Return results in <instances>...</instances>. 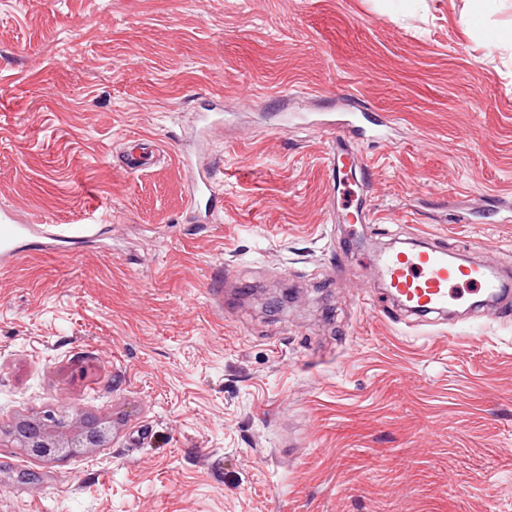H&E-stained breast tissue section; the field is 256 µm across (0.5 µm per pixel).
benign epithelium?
Instances as JSON below:
<instances>
[{
  "instance_id": "obj_1",
  "label": "benign epithelium",
  "mask_w": 512,
  "mask_h": 512,
  "mask_svg": "<svg viewBox=\"0 0 512 512\" xmlns=\"http://www.w3.org/2000/svg\"><path fill=\"white\" fill-rule=\"evenodd\" d=\"M9 433L20 440L29 454L44 458L76 448H99L106 429L97 422H77L62 414L18 421Z\"/></svg>"
}]
</instances>
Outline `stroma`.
<instances>
[{
  "label": "stroma",
  "mask_w": 512,
  "mask_h": 512,
  "mask_svg": "<svg viewBox=\"0 0 512 512\" xmlns=\"http://www.w3.org/2000/svg\"><path fill=\"white\" fill-rule=\"evenodd\" d=\"M507 26L512 0H0V208L95 231L0 266V421L107 432L0 434V512H512V315L421 316L374 269L430 241L512 278ZM351 96L393 120L351 142L355 225L300 118ZM132 138L161 161L115 167ZM199 135H205L211 128L224 124V106L220 99H210L199 115ZM188 197L190 207L194 211H199L204 206L206 215L208 212L214 213L222 208L220 205L222 200L215 195L212 176L208 172L199 174L192 182ZM8 432L29 454L42 458L70 453L75 448H99L106 436V429L99 423H78L63 414L18 421Z\"/></svg>",
  "instance_id": "1"
}]
</instances>
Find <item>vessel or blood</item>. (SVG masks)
I'll list each match as a JSON object with an SVG mask.
<instances>
[{"label": "vessel or blood", "instance_id": "1", "mask_svg": "<svg viewBox=\"0 0 512 512\" xmlns=\"http://www.w3.org/2000/svg\"><path fill=\"white\" fill-rule=\"evenodd\" d=\"M319 124L337 127L340 136L330 157L332 179L342 184L345 171L357 168L362 176H369L367 162H355L349 145L350 140H372L382 138L386 121L384 117L371 113H358L351 123H337L332 112L320 113ZM224 106L221 100L206 102L199 115V134L223 125ZM189 204L193 210L218 211L220 200L215 194L211 174L199 175L190 186ZM61 234L48 233L33 238L30 225L22 223L12 210H0V261L9 262L18 253L21 245L36 244L39 249L52 251L58 248ZM379 274L383 277L387 292L404 306L423 312H436L449 304L465 301L479 293L494 295L500 286L495 274L486 266L473 263L452 262L441 247H424L411 250H396L384 254L378 261Z\"/></svg>", "mask_w": 512, "mask_h": 512}]
</instances>
